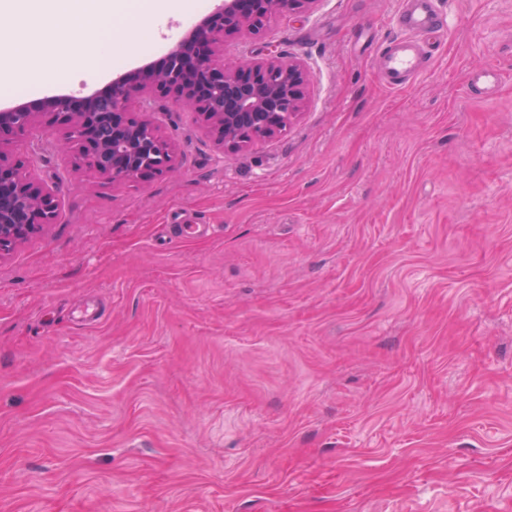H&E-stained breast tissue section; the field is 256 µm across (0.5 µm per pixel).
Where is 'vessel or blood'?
Instances as JSON below:
<instances>
[{
	"instance_id": "vessel-or-blood-1",
	"label": "vessel or blood",
	"mask_w": 512,
	"mask_h": 512,
	"mask_svg": "<svg viewBox=\"0 0 512 512\" xmlns=\"http://www.w3.org/2000/svg\"><path fill=\"white\" fill-rule=\"evenodd\" d=\"M393 22L399 34L378 55L375 70L385 87L402 89L424 70L426 42L446 37L448 17L438 8L437 0H402Z\"/></svg>"
}]
</instances>
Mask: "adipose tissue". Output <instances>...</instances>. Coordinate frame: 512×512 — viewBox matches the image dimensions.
I'll return each mask as SVG.
<instances>
[{"instance_id":"1","label":"adipose tissue","mask_w":512,"mask_h":512,"mask_svg":"<svg viewBox=\"0 0 512 512\" xmlns=\"http://www.w3.org/2000/svg\"><path fill=\"white\" fill-rule=\"evenodd\" d=\"M173 0H0V11L16 17L15 25L0 28V87H33L52 67L39 48L46 42L62 43L64 60L88 74L100 72L105 44H120L121 33L134 24L166 13ZM118 20V32H103V14ZM83 36L79 48H71L75 36Z\"/></svg>"}]
</instances>
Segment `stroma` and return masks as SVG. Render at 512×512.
<instances>
[{
    "label": "stroma",
    "mask_w": 512,
    "mask_h": 512,
    "mask_svg": "<svg viewBox=\"0 0 512 512\" xmlns=\"http://www.w3.org/2000/svg\"><path fill=\"white\" fill-rule=\"evenodd\" d=\"M398 2L228 39L311 71L247 150L159 98L178 175L36 164L61 211L0 257V512H512V0H441L447 38L390 90ZM192 3L128 33L120 66L0 108L161 63ZM491 66L502 87L471 92Z\"/></svg>",
    "instance_id": "1"
}]
</instances>
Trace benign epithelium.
Returning <instances> with one entry per match:
<instances>
[{
	"mask_svg": "<svg viewBox=\"0 0 512 512\" xmlns=\"http://www.w3.org/2000/svg\"><path fill=\"white\" fill-rule=\"evenodd\" d=\"M316 0H220L172 46L162 66L146 64L112 79L89 95L59 93L40 109L18 103L0 109V257L55 223L54 185L25 172L33 167L32 145L22 159L1 146L28 134L40 114L64 129L58 149L74 163L109 182L136 181L177 172L174 145L148 118H128L127 108L155 97L168 98L195 113L219 145L244 150L284 130L302 111L310 78L306 65L275 55L224 60V38L258 35L268 18L303 10Z\"/></svg>",
	"mask_w": 512,
	"mask_h": 512,
	"instance_id": "1",
	"label": "benign epithelium"
}]
</instances>
